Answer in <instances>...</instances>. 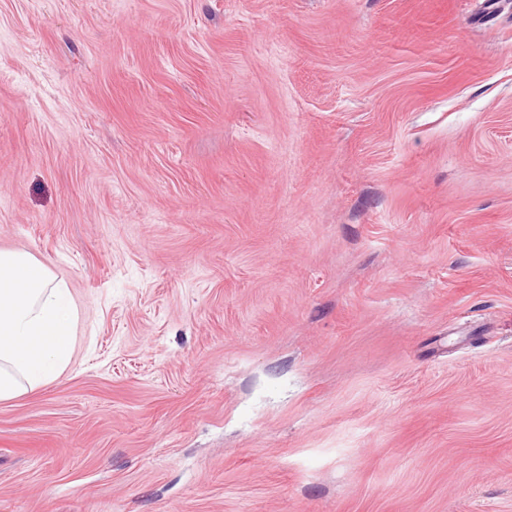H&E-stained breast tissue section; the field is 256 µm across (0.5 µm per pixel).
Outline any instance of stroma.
I'll return each mask as SVG.
<instances>
[{
  "label": "stroma",
  "instance_id": "obj_1",
  "mask_svg": "<svg viewBox=\"0 0 512 512\" xmlns=\"http://www.w3.org/2000/svg\"><path fill=\"white\" fill-rule=\"evenodd\" d=\"M0 0V249L68 368L0 512H512V0Z\"/></svg>",
  "mask_w": 512,
  "mask_h": 512
}]
</instances>
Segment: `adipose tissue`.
I'll use <instances>...</instances> for the list:
<instances>
[{
    "label": "adipose tissue",
    "instance_id": "ef3b65f1",
    "mask_svg": "<svg viewBox=\"0 0 512 512\" xmlns=\"http://www.w3.org/2000/svg\"><path fill=\"white\" fill-rule=\"evenodd\" d=\"M76 307L34 255L0 249V401L59 376L73 354Z\"/></svg>",
    "mask_w": 512,
    "mask_h": 512
}]
</instances>
